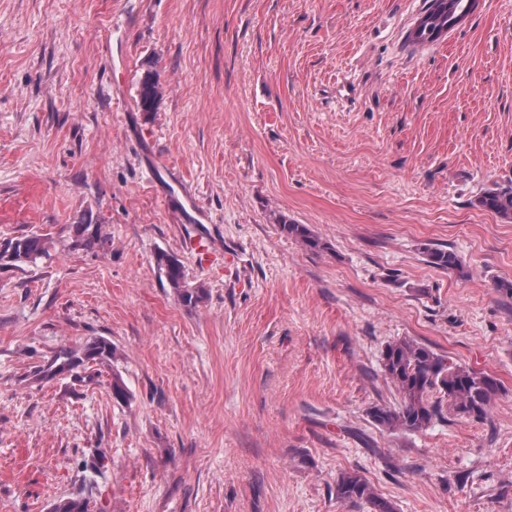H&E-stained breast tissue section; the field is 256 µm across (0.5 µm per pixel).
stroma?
Listing matches in <instances>:
<instances>
[{
    "instance_id": "35a3bbf8",
    "label": "stroma",
    "mask_w": 512,
    "mask_h": 512,
    "mask_svg": "<svg viewBox=\"0 0 512 512\" xmlns=\"http://www.w3.org/2000/svg\"><path fill=\"white\" fill-rule=\"evenodd\" d=\"M427 2L0 0V242H49L0 269V512H366L337 500L345 470L397 512H512V223L478 204L512 184V0L410 43ZM84 213L105 249H72ZM90 336L111 366L36 378ZM402 336L497 378L489 417L376 427ZM158 88L157 74L151 71L147 72L141 80L138 95V104L144 112H151L154 109L159 94ZM280 229L288 237L300 241L305 247L314 252L328 250L329 244L316 236L306 224H297L286 217L279 221ZM425 254L426 262L435 268L455 272L460 276H465V269L460 257L452 249H443L437 247L426 246L422 249ZM156 264L160 276L164 277L168 288L173 290L178 300L185 306H197L206 298V289L201 284L190 285L182 263L165 253H158Z\"/></svg>"
}]
</instances>
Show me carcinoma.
<instances>
[{
	"label": "carcinoma",
	"mask_w": 512,
	"mask_h": 512,
	"mask_svg": "<svg viewBox=\"0 0 512 512\" xmlns=\"http://www.w3.org/2000/svg\"><path fill=\"white\" fill-rule=\"evenodd\" d=\"M470 0H429L423 12L427 23L409 34L414 44L436 40L435 31L448 29L449 14H470ZM157 74L147 72L139 89L140 108L145 112L154 109L159 94ZM479 204L512 222V186L486 193ZM280 229L288 237L300 241L314 252L330 249L305 224H297L286 217L279 221ZM71 246L74 249H105L108 244L101 236L97 224L80 216L71 225ZM426 262L438 269L467 273L458 254L451 249L426 246L423 248ZM48 255L46 239L40 235H24L0 244V268L18 263H36ZM160 276L173 290L178 300L186 306H197L206 298L201 284L187 281L182 263L165 253L156 255ZM115 358L112 342L102 336L89 337L78 349L64 348L38 366L36 375L41 379L84 370L96 365H109ZM382 371L398 392L400 401L394 406L376 404L370 407L369 417L387 432H417L443 419V409L461 418L481 421L488 417L492 404L500 392L497 379L486 372L455 362L447 355L435 352L427 345L409 337L388 342L381 353ZM112 398L127 403L130 397L122 375L114 371L108 382ZM336 499L356 506H364L368 512H396L395 504L379 495L369 480L357 471H347L336 480ZM51 512H89L88 503L82 498H72L53 503Z\"/></svg>",
	"instance_id": "1"
}]
</instances>
